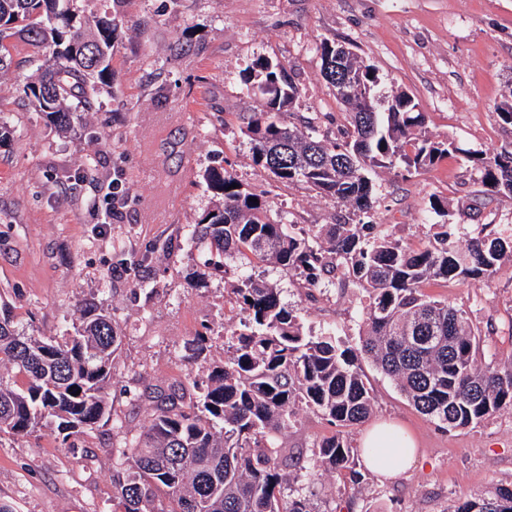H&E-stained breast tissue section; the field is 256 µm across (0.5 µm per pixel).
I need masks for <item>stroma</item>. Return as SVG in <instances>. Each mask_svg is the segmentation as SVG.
I'll use <instances>...</instances> for the list:
<instances>
[{
    "instance_id": "35a3bbf8",
    "label": "stroma",
    "mask_w": 512,
    "mask_h": 512,
    "mask_svg": "<svg viewBox=\"0 0 512 512\" xmlns=\"http://www.w3.org/2000/svg\"><path fill=\"white\" fill-rule=\"evenodd\" d=\"M80 19L114 20L112 82L93 94L80 124L60 131L36 112L23 86L38 72L34 50L13 37L0 70V110L14 132L0 141V304L38 336H61L85 302L105 303L123 336L109 388L111 415L74 447L57 432L0 444V501L14 512H114L112 448L152 412L133 401L138 382L167 388L205 376L224 360L220 325L233 319L224 283L243 275L277 282L283 303L313 332L335 330L357 347L356 285L299 292L273 265L229 262L203 282L208 251L187 238L213 199L204 171L225 167L266 192L273 216L330 224L341 208L302 184L286 186L253 164L240 118L253 102L240 80L255 59L282 62L300 88L293 111L318 115L336 135L342 109L322 76V40L345 43L382 79L407 91L430 134L458 153L404 179L374 173L370 219L405 243L431 234V195L448 197L454 241L483 225L512 231V200L483 193L467 152L512 140L496 106L512 89V0H78ZM430 295L469 310L491 353L512 351V263L490 282L433 285ZM209 331L202 354L189 341ZM373 421L393 422L415 440L416 463L391 478L365 472L358 490L316 480V512H444L457 499L512 481V411L476 428L447 430L418 413L366 358ZM332 428L301 411L282 436L312 450Z\"/></svg>"
}]
</instances>
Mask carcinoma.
<instances>
[{
	"label": "carcinoma",
	"mask_w": 512,
	"mask_h": 512,
	"mask_svg": "<svg viewBox=\"0 0 512 512\" xmlns=\"http://www.w3.org/2000/svg\"><path fill=\"white\" fill-rule=\"evenodd\" d=\"M76 0H0V68L18 34L36 49L40 77L24 93L61 129L80 122L98 85L112 82L115 27L77 20ZM21 29L16 24L29 21ZM344 64L363 71L368 95L336 97L346 124L330 140L315 119L287 112L300 89L285 66L258 58L241 73L258 106L243 133L254 163L283 184L301 183L365 214L372 205L373 168L411 176L460 151L426 134L425 116L405 91L380 100L376 68L355 52ZM486 191L512 199V142L467 155ZM212 206L189 229L216 251L211 270L227 261L274 264L303 291L336 277L366 293L360 353L411 405L445 429L476 426L512 411V352L482 362L480 333L467 312L424 292L434 282L489 281L512 261V234L480 233L464 246L448 241V225L413 247L393 234L369 237L373 224H289L271 216L264 193L240 186L235 174L202 175ZM240 311L224 326V363L191 382L188 401L161 405L131 442L112 448V480L121 512H315L313 481L323 470L355 486V457L365 452L343 432L373 413L374 396L355 354L334 333L307 332L280 299L278 284L245 275L224 289ZM122 343L103 303H92L66 336L42 337L20 327L0 305V440L53 428L66 441L89 434L110 415L108 387ZM311 410L336 427L311 454L283 448L279 437ZM453 512H512V483L496 485Z\"/></svg>",
	"instance_id": "cac0c4a2"
}]
</instances>
